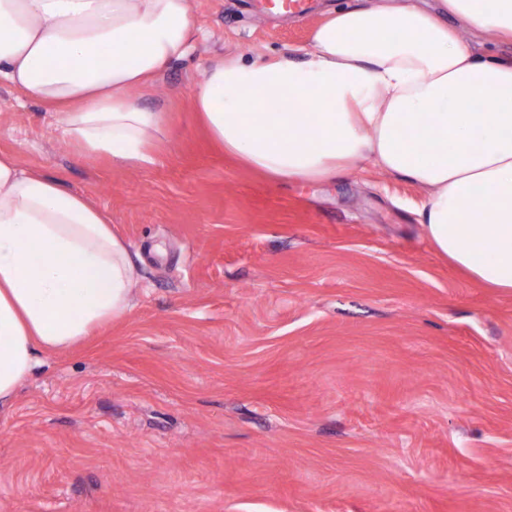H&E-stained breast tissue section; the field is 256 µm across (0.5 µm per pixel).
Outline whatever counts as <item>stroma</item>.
<instances>
[{
  "label": "stroma",
  "instance_id": "1",
  "mask_svg": "<svg viewBox=\"0 0 512 512\" xmlns=\"http://www.w3.org/2000/svg\"><path fill=\"white\" fill-rule=\"evenodd\" d=\"M189 3L188 55L132 93L166 114L153 168L80 156L0 83V150L106 210L138 273L0 409V512H512V294L435 252L422 188L268 180L192 109L210 63L308 48L329 0ZM259 7L262 11L270 13L307 14L311 11L308 0H261Z\"/></svg>",
  "mask_w": 512,
  "mask_h": 512
}]
</instances>
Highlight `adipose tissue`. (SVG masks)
Segmentation results:
<instances>
[{
	"instance_id": "1",
	"label": "adipose tissue",
	"mask_w": 512,
	"mask_h": 512,
	"mask_svg": "<svg viewBox=\"0 0 512 512\" xmlns=\"http://www.w3.org/2000/svg\"><path fill=\"white\" fill-rule=\"evenodd\" d=\"M189 0H0V81L53 110L81 155L154 166L161 112L134 89L190 49ZM210 137L275 180L370 164L425 192L435 250L512 293V0H348L308 49L211 64L192 98ZM136 277L112 219L0 152V407L37 355L129 307Z\"/></svg>"
}]
</instances>
